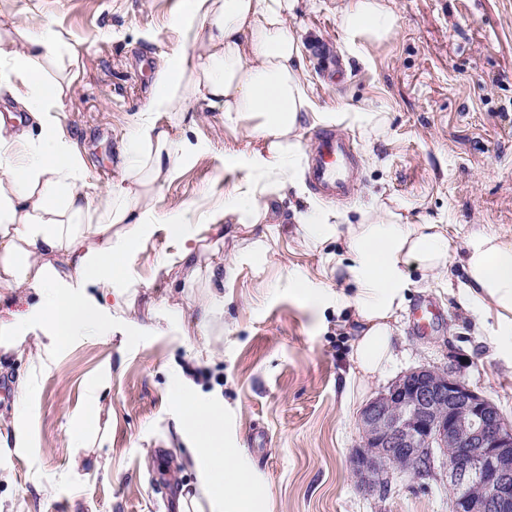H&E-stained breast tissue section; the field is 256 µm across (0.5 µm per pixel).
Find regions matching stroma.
<instances>
[{
	"label": "stroma",
	"instance_id": "1",
	"mask_svg": "<svg viewBox=\"0 0 512 512\" xmlns=\"http://www.w3.org/2000/svg\"><path fill=\"white\" fill-rule=\"evenodd\" d=\"M399 19L388 40L348 49L337 0H300L303 62L316 111L387 113L380 135L346 129L357 184L329 201L302 181L275 200L265 223H228L223 239L200 241L202 263L224 266V309L194 332L204 280L179 266L156 270L178 246L164 234L128 256L124 285L133 310L112 308L102 329L48 351L31 366L27 350L46 343L40 327L20 328L16 350H0V421L23 413L28 443L0 447V512H178L182 487L201 472L175 432L181 417L174 378L190 373L203 400L224 404V434L244 450L267 512H448V483L394 481L389 494L359 489L349 457L361 442L364 405L411 368L461 365L475 391L512 422V344L495 316L459 292L465 246L485 232L512 241V0H388ZM183 0H14L13 20L38 17L75 53L50 67L67 87L60 118L89 182L120 173L128 134L144 108L161 60L180 52L171 27ZM189 153L158 192L156 221L190 206L223 205L243 177L241 162L263 139L228 126L220 112H197L176 130ZM395 201L411 224H444L456 244L447 272L408 269L407 307L393 360L359 385L352 363V308L336 294L354 289L335 270L344 239L313 245L297 214L331 209L359 222L361 208ZM262 242L255 251L254 242ZM321 291L314 303L290 284ZM430 302V332L413 327ZM209 347L210 357L197 353ZM111 368L91 400L89 381ZM31 389L18 387L22 378ZM98 411L99 437L73 435L68 420Z\"/></svg>",
	"mask_w": 512,
	"mask_h": 512
}]
</instances>
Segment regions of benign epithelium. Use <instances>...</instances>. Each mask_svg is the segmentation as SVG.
<instances>
[{
    "mask_svg": "<svg viewBox=\"0 0 512 512\" xmlns=\"http://www.w3.org/2000/svg\"><path fill=\"white\" fill-rule=\"evenodd\" d=\"M352 469L368 491L448 480V512H512V424L452 369L409 371L361 410Z\"/></svg>",
    "mask_w": 512,
    "mask_h": 512,
    "instance_id": "7a95c632",
    "label": "benign epithelium"
}]
</instances>
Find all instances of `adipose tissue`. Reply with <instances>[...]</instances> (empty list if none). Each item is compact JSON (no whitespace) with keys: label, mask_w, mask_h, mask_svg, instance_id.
Returning <instances> with one entry per match:
<instances>
[{"label":"adipose tissue","mask_w":512,"mask_h":512,"mask_svg":"<svg viewBox=\"0 0 512 512\" xmlns=\"http://www.w3.org/2000/svg\"><path fill=\"white\" fill-rule=\"evenodd\" d=\"M296 6L297 0H186L172 22L184 50L158 66L120 175L100 188L88 182L57 116L63 85L44 77V63L73 55L72 45L40 23H11L8 0H0V62L10 66L9 77L0 79V100H12L29 119L22 127L0 118V297L33 293L30 317L45 325L55 347L98 327L108 298L124 296L125 259L160 229L179 242L177 260L189 276L206 282L208 293L196 308L200 322H209L223 299L224 268L200 267L193 241L228 220L261 223L269 198L297 188L305 122L384 129L383 112L313 110L303 33L292 21ZM338 20L345 45L354 50L387 39L398 24L385 0H349ZM198 101L223 113L225 124L262 138L265 149L247 159V174L223 208L204 218L187 210L161 226L153 219V200L186 153L172 127ZM158 112L169 114L172 126L159 125ZM297 221L314 244L345 238L347 254L336 268L355 291L337 295L336 305L355 310L353 362L359 379H368L392 357L409 266L420 264L428 274L447 269L452 242L446 227L407 223L383 203L367 208L357 224L343 223L333 210ZM465 264V295L495 314L503 336L512 335V242L482 234L468 244ZM176 388L180 432L193 441L190 454L203 471L197 492L209 512H260L243 450L224 439L220 405L200 401L187 378H178Z\"/></svg>","instance_id":"ef3b65f1"}]
</instances>
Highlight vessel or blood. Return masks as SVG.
<instances>
[{
    "instance_id": "b4317fda",
    "label": "vessel or blood",
    "mask_w": 512,
    "mask_h": 512,
    "mask_svg": "<svg viewBox=\"0 0 512 512\" xmlns=\"http://www.w3.org/2000/svg\"><path fill=\"white\" fill-rule=\"evenodd\" d=\"M317 139L319 148L310 159V179L315 189L328 196L349 195L355 186L352 141L333 130L319 132Z\"/></svg>"
}]
</instances>
